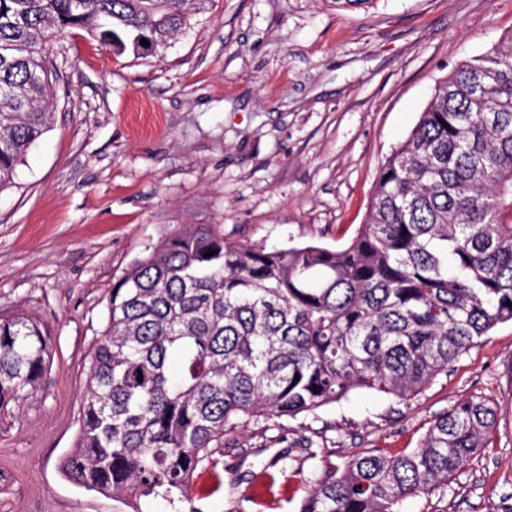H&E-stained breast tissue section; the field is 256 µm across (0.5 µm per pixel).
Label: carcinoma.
Returning <instances> with one entry per match:
<instances>
[{"label": "carcinoma", "mask_w": 512, "mask_h": 512, "mask_svg": "<svg viewBox=\"0 0 512 512\" xmlns=\"http://www.w3.org/2000/svg\"><path fill=\"white\" fill-rule=\"evenodd\" d=\"M210 0H0V192L52 121L46 57L82 29L155 53ZM149 46L144 47L140 40ZM214 255H209V252ZM512 322V37L461 62L379 171L349 244L268 250L218 224H180L112 284L92 349L75 483L131 512L182 500L224 435L377 390L405 399ZM50 342L0 318V413L33 393ZM482 398L398 456L319 459L299 512H401L466 467L497 422Z\"/></svg>", "instance_id": "obj_1"}]
</instances>
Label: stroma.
Masks as SVG:
<instances>
[{
  "label": "stroma",
  "instance_id": "obj_1",
  "mask_svg": "<svg viewBox=\"0 0 512 512\" xmlns=\"http://www.w3.org/2000/svg\"><path fill=\"white\" fill-rule=\"evenodd\" d=\"M510 37L512 0H212L154 56L115 55L79 29L55 41L51 127L0 193V317L32 315L52 345L40 387L0 416V512H122L59 463L112 284L135 260L190 223L270 249L344 245L439 82ZM474 396L498 411L484 448L402 512H512V322L407 398L357 390L227 434L188 501L153 512H299L315 467L305 438L339 467L398 455Z\"/></svg>",
  "mask_w": 512,
  "mask_h": 512
}]
</instances>
